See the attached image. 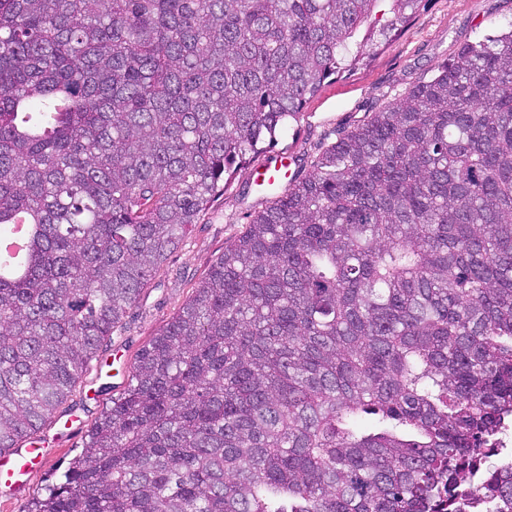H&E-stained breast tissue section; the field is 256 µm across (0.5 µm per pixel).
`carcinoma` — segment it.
Returning <instances> with one entry per match:
<instances>
[{
    "label": "carcinoma",
    "mask_w": 512,
    "mask_h": 512,
    "mask_svg": "<svg viewBox=\"0 0 512 512\" xmlns=\"http://www.w3.org/2000/svg\"><path fill=\"white\" fill-rule=\"evenodd\" d=\"M422 2L0 0V237L33 225L0 278V452L225 176ZM510 414L512 28L255 215L25 512H435Z\"/></svg>",
    "instance_id": "carcinoma-1"
}]
</instances>
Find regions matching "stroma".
<instances>
[{"instance_id": "35a3bbf8", "label": "stroma", "mask_w": 512, "mask_h": 512, "mask_svg": "<svg viewBox=\"0 0 512 512\" xmlns=\"http://www.w3.org/2000/svg\"><path fill=\"white\" fill-rule=\"evenodd\" d=\"M512 25V0H423L419 11L391 42L375 47L350 72L327 80L307 103L298 124L278 137L276 147L258 156L266 163L286 152L294 159L296 177L338 134L361 123L416 83L432 77L466 42ZM252 166L238 169L222 195L192 225L182 244L142 288L110 338L106 359L113 371L129 367L158 330L172 319L220 258L226 245L265 210L271 195L252 182ZM120 394L106 375L86 374L80 390L60 407L59 419L39 433L49 446L48 464L30 477L28 490L0 495V512H21L46 484L55 482L80 452L94 420Z\"/></svg>"}]
</instances>
